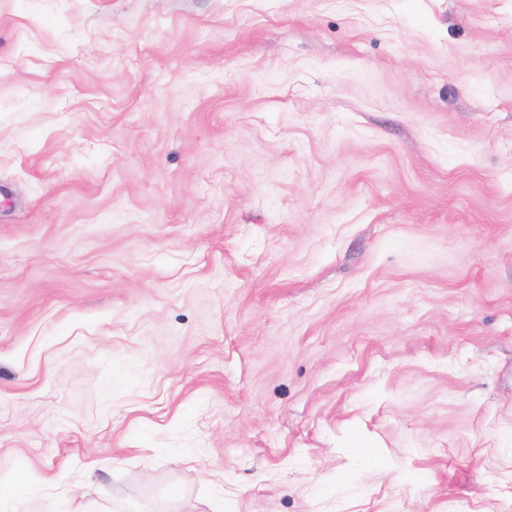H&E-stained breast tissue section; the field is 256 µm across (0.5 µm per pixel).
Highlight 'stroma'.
Returning <instances> with one entry per match:
<instances>
[{"label":"stroma","instance_id":"stroma-1","mask_svg":"<svg viewBox=\"0 0 512 512\" xmlns=\"http://www.w3.org/2000/svg\"><path fill=\"white\" fill-rule=\"evenodd\" d=\"M0 490L512 512V0H0Z\"/></svg>","mask_w":512,"mask_h":512}]
</instances>
